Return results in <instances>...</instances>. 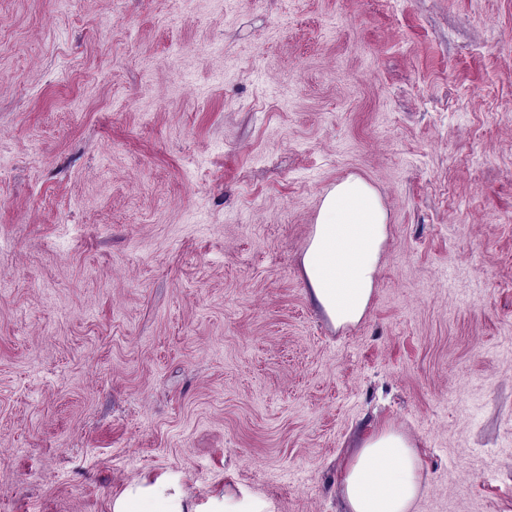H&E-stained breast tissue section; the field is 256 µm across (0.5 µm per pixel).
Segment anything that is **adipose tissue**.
<instances>
[{
  "label": "adipose tissue",
  "mask_w": 512,
  "mask_h": 512,
  "mask_svg": "<svg viewBox=\"0 0 512 512\" xmlns=\"http://www.w3.org/2000/svg\"><path fill=\"white\" fill-rule=\"evenodd\" d=\"M387 215L377 191L350 176L326 191L301 264L309 292L337 328L359 323L372 299ZM421 489V460L400 431L359 442L343 472L344 512H410ZM113 512H187L184 495L155 482L125 490Z\"/></svg>",
  "instance_id": "1"
}]
</instances>
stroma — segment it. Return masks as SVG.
Masks as SVG:
<instances>
[{"label":"stroma","mask_w":512,"mask_h":512,"mask_svg":"<svg viewBox=\"0 0 512 512\" xmlns=\"http://www.w3.org/2000/svg\"><path fill=\"white\" fill-rule=\"evenodd\" d=\"M375 188L365 317L301 257ZM512 512V0H0V512ZM386 238V212L367 182L349 176L326 191L301 264L313 300L335 328L365 316ZM343 472V512H410L421 460L408 437L385 428L359 442ZM112 508L113 512H194L184 505L177 486L160 481L128 488Z\"/></svg>","instance_id":"stroma-1"}]
</instances>
